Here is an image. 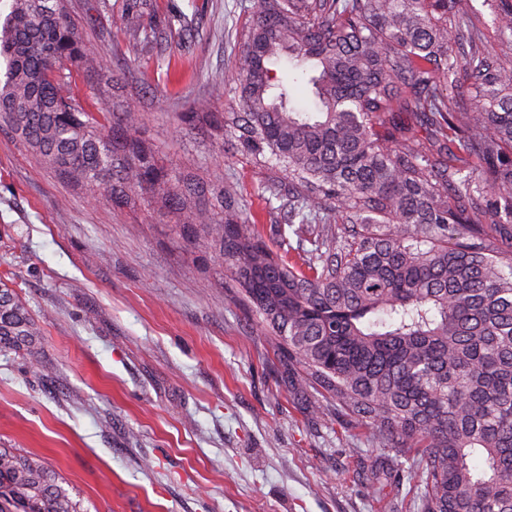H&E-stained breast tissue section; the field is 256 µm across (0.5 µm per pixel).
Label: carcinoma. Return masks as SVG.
Wrapping results in <instances>:
<instances>
[{
	"label": "carcinoma",
	"instance_id": "carcinoma-1",
	"mask_svg": "<svg viewBox=\"0 0 512 512\" xmlns=\"http://www.w3.org/2000/svg\"><path fill=\"white\" fill-rule=\"evenodd\" d=\"M238 102L212 129L288 172V229L322 233L284 263L230 184L157 165L134 118L71 92L88 49L63 0H12L0 24V121L61 178L118 207L148 190L190 211L288 364L410 461L419 512H512V67L468 0H250ZM315 110L292 104L281 58ZM465 100L447 94L458 68ZM426 130L425 137L415 129ZM485 178L472 182L468 160ZM37 334L0 288V347ZM480 464H474V461ZM0 512H81L54 472L0 448Z\"/></svg>",
	"mask_w": 512,
	"mask_h": 512
}]
</instances>
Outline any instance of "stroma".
<instances>
[{
  "instance_id": "35a3bbf8",
  "label": "stroma",
  "mask_w": 512,
  "mask_h": 512,
  "mask_svg": "<svg viewBox=\"0 0 512 512\" xmlns=\"http://www.w3.org/2000/svg\"><path fill=\"white\" fill-rule=\"evenodd\" d=\"M247 2L147 0L127 26L135 0L101 14L68 0L99 59L74 80L91 112L136 110L159 166L233 184L283 256L269 185L286 176L205 137L197 115L235 97ZM471 5L483 44L512 62L500 0ZM183 220L59 179L0 127V284L37 327L31 350L0 351V447L44 463L84 512H416L406 460L293 382L218 253L183 241ZM374 462L381 493L363 471Z\"/></svg>"
}]
</instances>
